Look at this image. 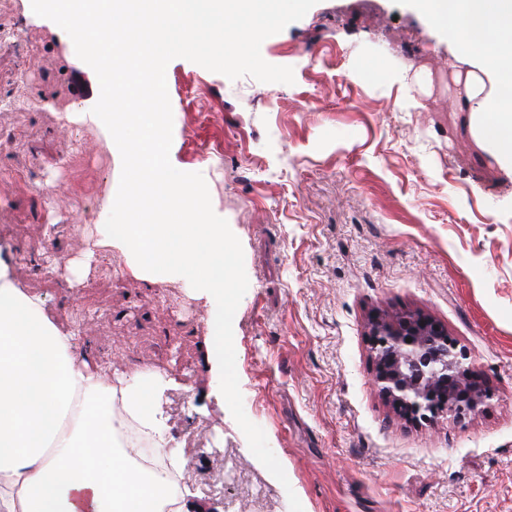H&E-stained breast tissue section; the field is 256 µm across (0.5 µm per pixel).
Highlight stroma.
I'll list each match as a JSON object with an SVG mask.
<instances>
[{"label": "stroma", "instance_id": "obj_1", "mask_svg": "<svg viewBox=\"0 0 512 512\" xmlns=\"http://www.w3.org/2000/svg\"><path fill=\"white\" fill-rule=\"evenodd\" d=\"M3 28L21 42L0 52V99L20 88L34 102L0 108L8 281L111 354L113 377L132 362L164 366L154 402L169 462L189 475L190 512H290L292 493L304 512H512V171L468 133L456 84L467 58L446 33L411 0H318L261 45L294 84L167 66L170 160L202 174L243 248L236 371L283 484L215 393V300L180 275L133 276L131 251L104 243L121 157L92 117L95 94L70 96L84 68L71 38L23 0H0ZM36 187L56 190L53 209ZM405 314L443 323L479 360L495 391L483 414L408 423L383 401L368 324ZM201 432L212 455L190 444ZM226 469L220 492H200Z\"/></svg>", "mask_w": 512, "mask_h": 512}]
</instances>
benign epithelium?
Masks as SVG:
<instances>
[{"mask_svg": "<svg viewBox=\"0 0 512 512\" xmlns=\"http://www.w3.org/2000/svg\"><path fill=\"white\" fill-rule=\"evenodd\" d=\"M368 336L375 386L404 420L449 415L463 424L493 398L476 359L448 337L442 323L414 315L375 317Z\"/></svg>", "mask_w": 512, "mask_h": 512, "instance_id": "7a95c632", "label": "benign epithelium"}]
</instances>
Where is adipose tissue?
I'll return each instance as SVG.
<instances>
[{
	"mask_svg": "<svg viewBox=\"0 0 512 512\" xmlns=\"http://www.w3.org/2000/svg\"><path fill=\"white\" fill-rule=\"evenodd\" d=\"M461 46L470 69L458 87L476 144L512 170V0H416ZM0 263V512H187L169 482L116 447L114 404L141 433L156 409L141 368L114 386L87 350L61 332L43 301L7 282ZM71 428H64L66 419Z\"/></svg>",
	"mask_w": 512,
	"mask_h": 512,
	"instance_id": "ef3b65f1",
	"label": "adipose tissue"
}]
</instances>
